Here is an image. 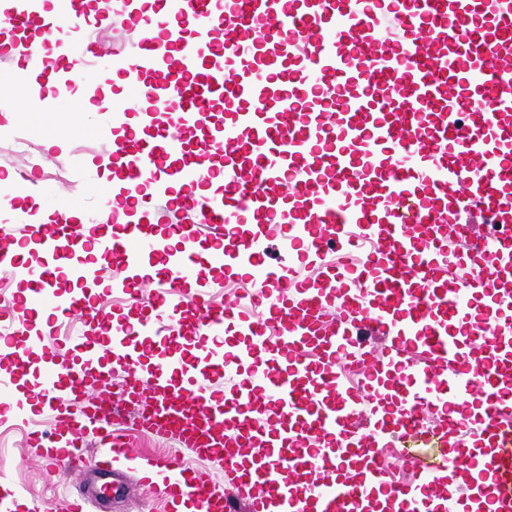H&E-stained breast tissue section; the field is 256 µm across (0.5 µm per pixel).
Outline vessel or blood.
I'll list each match as a JSON object with an SVG mask.
<instances>
[{
	"mask_svg": "<svg viewBox=\"0 0 512 512\" xmlns=\"http://www.w3.org/2000/svg\"><path fill=\"white\" fill-rule=\"evenodd\" d=\"M93 22L141 32L132 55L91 58L100 75L144 84L150 106L120 132L107 205L125 219L86 232L47 224L19 237L0 267L25 282L20 304L47 310L24 329L52 336L57 319L95 318L98 343L124 349L138 328L113 326L95 289L97 254L110 257L116 288L162 315L204 310L215 342L226 319L247 343L231 359L267 354L261 381L231 399L208 379L207 357L187 353L165 325V357L148 373L129 368L122 400L141 399L137 423L172 436L187 453L237 470L240 442L265 465L214 491L181 455L155 460L128 448L89 397L82 378L45 369L44 406L66 409L65 447L31 449L50 474H112L140 464L169 512H512V235L494 237L481 260L449 241L462 212L512 225V0H96ZM0 27L59 39L82 23L30 0H0ZM80 60L51 64L61 97ZM225 102L232 119L213 125ZM193 212L159 237L135 232L158 199ZM214 229L209 239L200 227ZM284 233L295 261L268 266L262 241ZM236 246L225 252V237ZM37 247L34 266L23 253ZM209 250L262 286L246 302H212L211 285L185 274ZM299 262L318 264L316 278ZM68 292H59L61 279ZM402 397L397 413L384 400ZM275 417H267L268 405ZM96 435L88 451L83 438ZM460 482L445 488L446 471ZM238 471V470H237Z\"/></svg>",
	"mask_w": 512,
	"mask_h": 512,
	"instance_id": "vessel-or-blood-1",
	"label": "vessel or blood"
}]
</instances>
